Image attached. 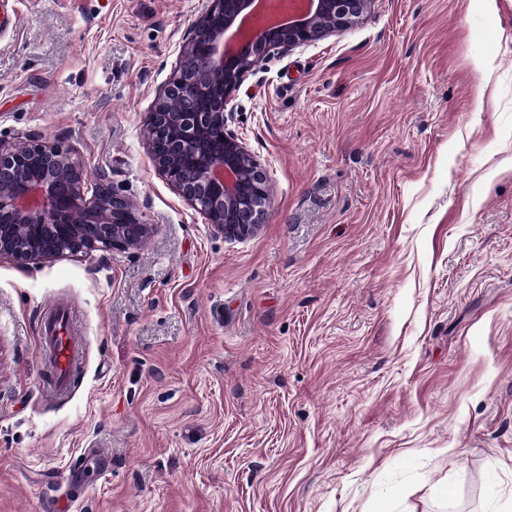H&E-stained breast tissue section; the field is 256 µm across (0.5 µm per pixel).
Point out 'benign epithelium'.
Instances as JSON below:
<instances>
[{"mask_svg":"<svg viewBox=\"0 0 512 512\" xmlns=\"http://www.w3.org/2000/svg\"><path fill=\"white\" fill-rule=\"evenodd\" d=\"M253 2L211 0L184 43L178 69L144 118L145 128L172 141V152L166 156L148 148L153 165L209 224L233 237L248 236L264 223L268 183L246 144L226 128L229 102L272 52L286 53L328 37L361 18L372 0H306L300 19L244 35L236 22ZM202 41L220 58L217 78L205 84L189 69ZM172 98L185 101L183 111H162ZM214 132L223 139L219 153L210 145ZM21 225L32 230L23 243L16 237ZM149 230L116 190L102 182L88 185L80 165L62 145L31 141L0 147V256L27 263L122 250L140 242Z\"/></svg>","mask_w":512,"mask_h":512,"instance_id":"obj_1","label":"benign epithelium"}]
</instances>
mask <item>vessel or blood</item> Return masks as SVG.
I'll return each instance as SVG.
<instances>
[{
	"instance_id": "1",
	"label": "vessel or blood",
	"mask_w": 512,
	"mask_h": 512,
	"mask_svg": "<svg viewBox=\"0 0 512 512\" xmlns=\"http://www.w3.org/2000/svg\"><path fill=\"white\" fill-rule=\"evenodd\" d=\"M72 323V314L64 307L53 308L43 323V349L53 370L51 388L57 393L66 391L77 361V339L71 334Z\"/></svg>"
}]
</instances>
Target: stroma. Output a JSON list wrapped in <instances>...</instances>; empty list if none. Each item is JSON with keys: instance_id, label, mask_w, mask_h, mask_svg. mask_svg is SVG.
Listing matches in <instances>:
<instances>
[{"instance_id": "1", "label": "stroma", "mask_w": 512, "mask_h": 512, "mask_svg": "<svg viewBox=\"0 0 512 512\" xmlns=\"http://www.w3.org/2000/svg\"><path fill=\"white\" fill-rule=\"evenodd\" d=\"M209 4L19 0L0 33V144H61L151 226L0 258V512H512V0H373L258 64L228 114L270 189L242 238L145 141ZM73 317L65 307H54L43 323V350L53 375L50 388L63 393L70 384L77 361V336H72Z\"/></svg>"}]
</instances>
